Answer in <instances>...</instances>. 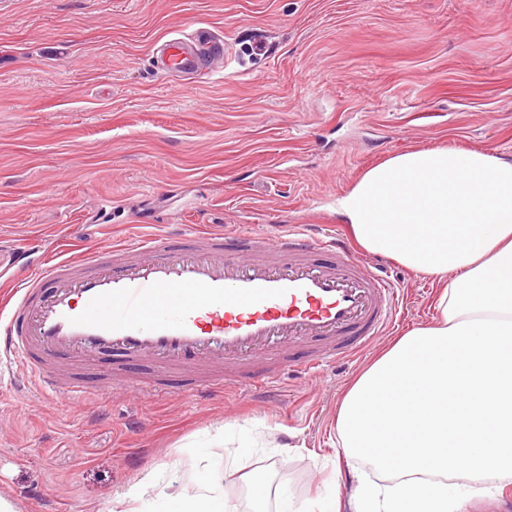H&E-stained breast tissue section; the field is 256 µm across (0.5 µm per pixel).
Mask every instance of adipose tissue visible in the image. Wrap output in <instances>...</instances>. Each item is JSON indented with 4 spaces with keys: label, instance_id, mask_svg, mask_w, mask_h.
<instances>
[{
    "label": "adipose tissue",
    "instance_id": "1",
    "mask_svg": "<svg viewBox=\"0 0 512 512\" xmlns=\"http://www.w3.org/2000/svg\"><path fill=\"white\" fill-rule=\"evenodd\" d=\"M333 211L367 251L440 286L438 315L345 393L336 441L351 512H463L512 484V158L444 146L367 168ZM188 472L169 512H229Z\"/></svg>",
    "mask_w": 512,
    "mask_h": 512
}]
</instances>
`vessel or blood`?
<instances>
[{
	"instance_id": "vessel-or-blood-1",
	"label": "vessel or blood",
	"mask_w": 512,
	"mask_h": 512,
	"mask_svg": "<svg viewBox=\"0 0 512 512\" xmlns=\"http://www.w3.org/2000/svg\"><path fill=\"white\" fill-rule=\"evenodd\" d=\"M162 75L210 74L224 43L205 31L158 49ZM404 294L369 271L347 238L299 224L264 237L225 228L148 236L16 274L0 301V357L45 396L106 394L83 375L117 356L148 362L142 398L206 401L268 389L288 370L315 375L395 324Z\"/></svg>"
}]
</instances>
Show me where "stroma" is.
Here are the masks:
<instances>
[{
	"instance_id": "35a3bbf8",
	"label": "stroma",
	"mask_w": 512,
	"mask_h": 512,
	"mask_svg": "<svg viewBox=\"0 0 512 512\" xmlns=\"http://www.w3.org/2000/svg\"><path fill=\"white\" fill-rule=\"evenodd\" d=\"M203 29L235 60L188 84L154 70ZM512 158V0H0V235L32 266L184 225L324 224L369 166L413 147ZM393 335L317 378L199 402L121 389L46 398L0 369V497L16 512H115L141 480L167 512L191 464L236 512L347 493L334 422L392 336L430 323L437 286L396 263ZM337 485H329L330 475Z\"/></svg>"
}]
</instances>
